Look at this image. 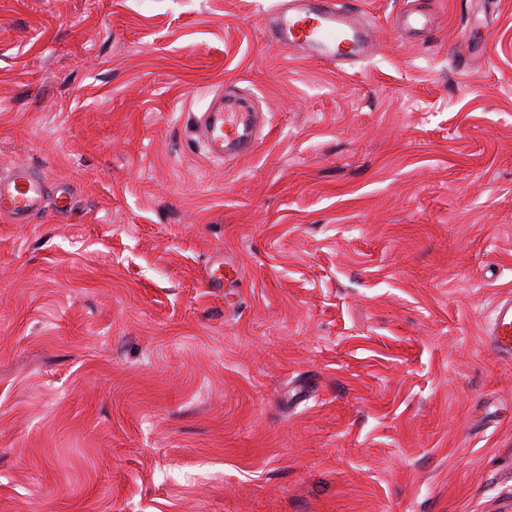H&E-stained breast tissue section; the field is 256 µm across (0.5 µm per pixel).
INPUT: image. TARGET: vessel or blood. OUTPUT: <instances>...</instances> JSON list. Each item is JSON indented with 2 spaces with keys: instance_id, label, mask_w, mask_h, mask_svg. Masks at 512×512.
Instances as JSON below:
<instances>
[{
  "instance_id": "vessel-or-blood-1",
  "label": "vessel or blood",
  "mask_w": 512,
  "mask_h": 512,
  "mask_svg": "<svg viewBox=\"0 0 512 512\" xmlns=\"http://www.w3.org/2000/svg\"><path fill=\"white\" fill-rule=\"evenodd\" d=\"M273 39L286 49L298 48L339 65L367 58L371 44L354 15L335 0H280L265 17ZM208 155L215 159L244 154L256 139L249 111L233 96L218 101L202 127ZM45 192L36 177L17 172L0 176V216L22 224L39 209ZM489 334L495 345L512 354V299L499 301L492 313Z\"/></svg>"
}]
</instances>
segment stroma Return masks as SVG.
I'll use <instances>...</instances> for the list:
<instances>
[{
    "label": "stroma",
    "instance_id": "stroma-1",
    "mask_svg": "<svg viewBox=\"0 0 512 512\" xmlns=\"http://www.w3.org/2000/svg\"><path fill=\"white\" fill-rule=\"evenodd\" d=\"M276 2L0 0V512H512V0H340L345 69ZM272 38L285 49L298 48L336 66L367 58L371 44L354 15L334 0H283L267 13ZM218 103L208 112L202 127V140L208 155L224 160L229 155L244 154L255 148L256 139L252 120L244 106L237 104L234 96L218 93ZM44 192L43 182L26 172L0 176V216L24 224L39 209ZM489 335L495 345L505 353L512 354V299L499 301L492 313Z\"/></svg>",
    "mask_w": 512,
    "mask_h": 512
}]
</instances>
